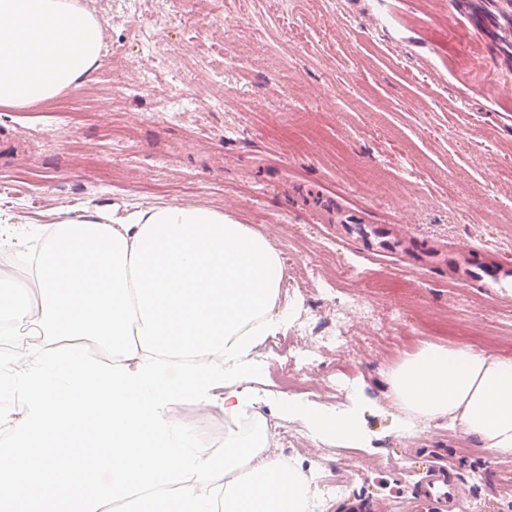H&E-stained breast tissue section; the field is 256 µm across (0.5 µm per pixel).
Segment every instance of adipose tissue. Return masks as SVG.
Segmentation results:
<instances>
[{
  "mask_svg": "<svg viewBox=\"0 0 512 512\" xmlns=\"http://www.w3.org/2000/svg\"><path fill=\"white\" fill-rule=\"evenodd\" d=\"M104 31L75 0H0V107L52 100L98 69ZM44 244L12 287L0 276V326L42 341L0 375L23 413L0 441V512H309L310 483L270 455L249 383L254 350L287 325L283 262L270 242L217 210L162 205L116 217L80 207L37 225ZM110 362L84 355L86 342ZM175 375H168V368ZM418 434L447 419L494 457H512V360L426 345L389 374ZM206 404L247 431L222 449L195 443L172 406ZM286 417L352 447L361 400L337 407L288 397Z\"/></svg>",
  "mask_w": 512,
  "mask_h": 512,
  "instance_id": "1",
  "label": "adipose tissue"
}]
</instances>
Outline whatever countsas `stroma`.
<instances>
[{
    "mask_svg": "<svg viewBox=\"0 0 512 512\" xmlns=\"http://www.w3.org/2000/svg\"><path fill=\"white\" fill-rule=\"evenodd\" d=\"M104 28L100 67L49 101L0 108V206L48 224L77 207L192 205L266 237L297 303L254 358L276 453L308 476L314 512H404L429 456L449 455L462 512H512L493 458L460 429L397 431L388 374L428 344L512 359V302L452 285L445 266L361 240L309 198L333 189L420 249L463 239L512 255V0H78ZM464 32L465 52L434 30ZM60 99V100H61ZM310 357L299 361L302 346ZM364 402L346 448L281 416L282 397ZM217 449L220 415L176 406ZM292 433L280 439L281 430ZM336 482L324 493L321 477Z\"/></svg>",
    "mask_w": 512,
    "mask_h": 512,
    "instance_id": "35a3bbf8",
    "label": "stroma"
}]
</instances>
